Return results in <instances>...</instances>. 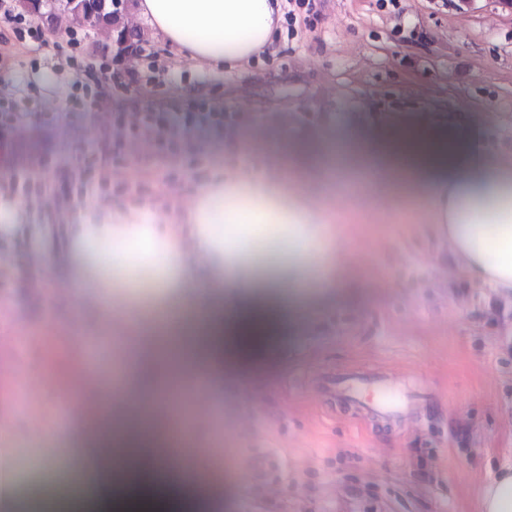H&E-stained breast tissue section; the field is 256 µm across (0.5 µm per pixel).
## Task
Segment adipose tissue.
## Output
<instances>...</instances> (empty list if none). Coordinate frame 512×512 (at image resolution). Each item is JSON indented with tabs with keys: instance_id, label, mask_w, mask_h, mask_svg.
<instances>
[{
	"instance_id": "1",
	"label": "adipose tissue",
	"mask_w": 512,
	"mask_h": 512,
	"mask_svg": "<svg viewBox=\"0 0 512 512\" xmlns=\"http://www.w3.org/2000/svg\"><path fill=\"white\" fill-rule=\"evenodd\" d=\"M135 11L192 63L234 67L273 47L283 0H137ZM316 146V177L328 193L352 194L358 172L380 193L402 176L419 200V218L438 225L470 279L512 292V163L489 155L478 131L432 132L407 123L389 138L329 134ZM304 154L303 143L290 141L264 173H217L169 208L87 197L90 221L71 226L62 250L40 252L44 272L69 266L77 302L90 288L137 287L140 270L150 267L153 311L180 322L181 340L171 344L163 372L162 331L140 326L139 374L125 390L138 403L125 412L136 427L100 428L80 458L97 460L102 448L156 446L151 410L166 377L197 380L236 368L258 342L297 326L343 287L337 271L346 246L336 230L342 215L310 190ZM101 475L105 493L95 497V512H184V492L162 497L146 480L133 498L109 470ZM480 512H512V460L484 484Z\"/></svg>"
}]
</instances>
